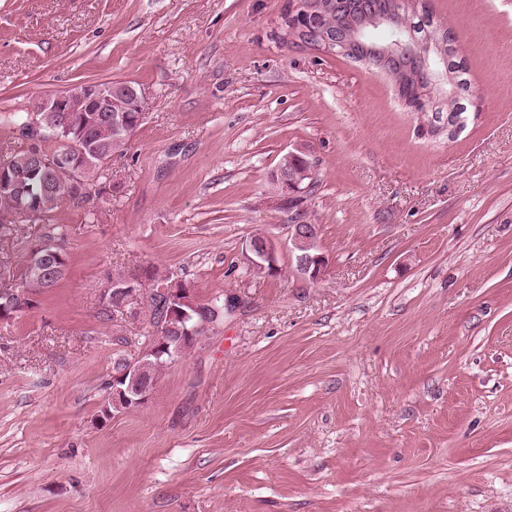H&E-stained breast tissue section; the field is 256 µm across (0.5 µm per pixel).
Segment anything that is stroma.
Listing matches in <instances>:
<instances>
[{"mask_svg": "<svg viewBox=\"0 0 512 512\" xmlns=\"http://www.w3.org/2000/svg\"><path fill=\"white\" fill-rule=\"evenodd\" d=\"M427 3L474 92L453 139L384 73L293 43L288 0H0V113L143 90L103 199L57 211L66 277L0 322V512H512V0ZM292 150L295 209L270 185ZM49 230L0 227V261ZM256 234L279 274L254 272ZM134 271L226 309L101 425L152 330L146 304L104 308ZM293 224H289L290 240L292 242L293 255L298 250V266L294 257V267L302 276L311 281H318L324 275L327 267V259L319 249L313 248L314 240L318 236V227L315 224H303L301 215H295ZM252 238L263 240L265 237L254 235ZM252 238L248 241L247 251L251 254L250 262L254 268H256V265L265 268L267 264L273 267L277 266V250L273 242L268 238L264 242L253 241Z\"/></svg>", "mask_w": 512, "mask_h": 512, "instance_id": "stroma-1", "label": "stroma"}]
</instances>
